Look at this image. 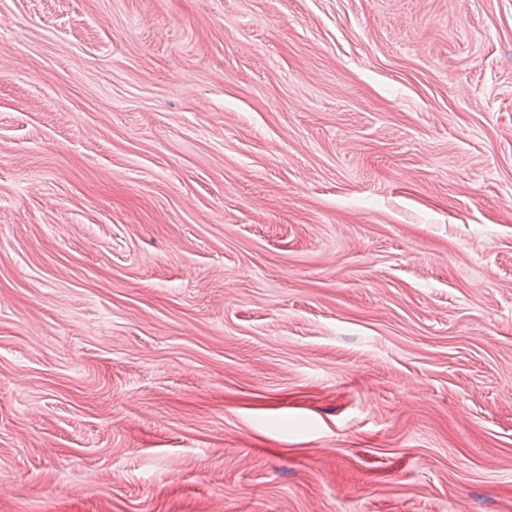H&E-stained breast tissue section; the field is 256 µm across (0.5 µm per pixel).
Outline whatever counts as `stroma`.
<instances>
[{
    "mask_svg": "<svg viewBox=\"0 0 512 512\" xmlns=\"http://www.w3.org/2000/svg\"><path fill=\"white\" fill-rule=\"evenodd\" d=\"M0 512H512V0H0Z\"/></svg>",
    "mask_w": 512,
    "mask_h": 512,
    "instance_id": "obj_1",
    "label": "stroma"
}]
</instances>
